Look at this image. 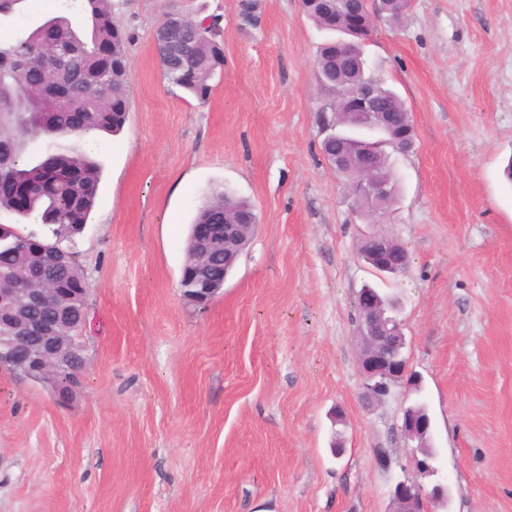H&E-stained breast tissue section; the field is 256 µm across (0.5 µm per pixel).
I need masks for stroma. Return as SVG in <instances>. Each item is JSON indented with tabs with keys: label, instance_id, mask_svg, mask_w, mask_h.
I'll return each mask as SVG.
<instances>
[{
	"label": "stroma",
	"instance_id": "1",
	"mask_svg": "<svg viewBox=\"0 0 512 512\" xmlns=\"http://www.w3.org/2000/svg\"><path fill=\"white\" fill-rule=\"evenodd\" d=\"M115 2L127 121L62 141L102 169L88 224L61 241L91 283L86 367L63 400L0 371V512H389L392 483L417 474L401 390L361 396L352 318L367 284L402 302L450 512H512V0H411L402 24L374 23L366 57L416 132L392 157L386 222L410 256L396 279L358 258L368 227L323 159L333 94L316 57L331 34L300 0ZM173 5L224 43L203 103L160 66L153 33ZM64 8L20 0L0 36ZM215 189L258 225L201 306L179 281Z\"/></svg>",
	"mask_w": 512,
	"mask_h": 512
}]
</instances>
